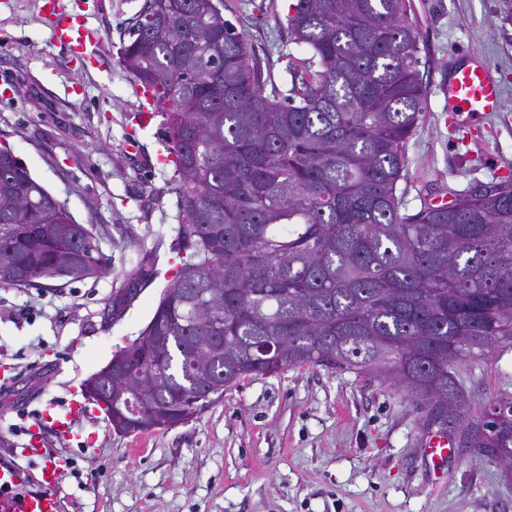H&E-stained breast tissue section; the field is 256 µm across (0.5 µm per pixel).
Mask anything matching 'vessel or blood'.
<instances>
[{"label": "vessel or blood", "mask_w": 512, "mask_h": 512, "mask_svg": "<svg viewBox=\"0 0 512 512\" xmlns=\"http://www.w3.org/2000/svg\"><path fill=\"white\" fill-rule=\"evenodd\" d=\"M41 16L49 25L54 39L68 44L76 55H83L91 44V30L84 15L70 10L65 0H42ZM443 96L451 112L458 114L495 115L503 108V92L488 65L475 58L459 66L442 86ZM88 407L72 400L66 410L47 408L43 414L57 441L65 443L73 437V426L86 414ZM422 446L432 464L434 478H441L451 454L446 434H425ZM39 472L35 481H28L16 463L0 461V512H61L57 487L69 467L65 455L48 454L41 427L32 426L24 448L19 451Z\"/></svg>", "instance_id": "b4317fda"}]
</instances>
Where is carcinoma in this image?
I'll return each mask as SVG.
<instances>
[{
    "mask_svg": "<svg viewBox=\"0 0 512 512\" xmlns=\"http://www.w3.org/2000/svg\"><path fill=\"white\" fill-rule=\"evenodd\" d=\"M411 0H295L293 43L310 57L285 98L224 20V0H145L118 60L158 95L172 156L178 259L155 312L112 358L142 426L188 422L251 375L314 365L390 382L423 426L465 445L490 437L512 473V396L464 409L454 367L512 349V180L414 213L398 188L427 87ZM93 229L0 143V288L110 274ZM143 254L112 294L122 315L159 275ZM84 393L113 421L100 386Z\"/></svg>",
    "mask_w": 512,
    "mask_h": 512,
    "instance_id": "carcinoma-1",
    "label": "carcinoma"
}]
</instances>
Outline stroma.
I'll return each mask as SVG.
<instances>
[{
	"mask_svg": "<svg viewBox=\"0 0 512 512\" xmlns=\"http://www.w3.org/2000/svg\"><path fill=\"white\" fill-rule=\"evenodd\" d=\"M144 0H68L101 37L76 58L52 41L39 0H0V141L78 223L108 225V276L51 289L0 288V458L49 404L83 397L84 380L136 340L164 279L143 288L118 318L105 313L118 278L142 254L168 259L175 197L156 160L161 123L138 126L134 80L117 60L123 29ZM293 0H224V18L268 55L280 93L304 57L288 34ZM427 86L425 118L408 143L402 184L408 211L444 194L512 179V0H411ZM504 84L506 119L449 113L439 86L472 56ZM138 142L139 156L126 150ZM143 244L113 246L123 226ZM472 413L512 395V350L493 349L460 373ZM422 412L401 389L355 373L292 366L226 388L187 423L134 438L103 413L82 417L58 487L63 512H512L502 463L456 448L432 481L420 441Z\"/></svg>",
	"mask_w": 512,
	"mask_h": 512,
	"instance_id": "35a3bbf8",
	"label": "stroma"
}]
</instances>
